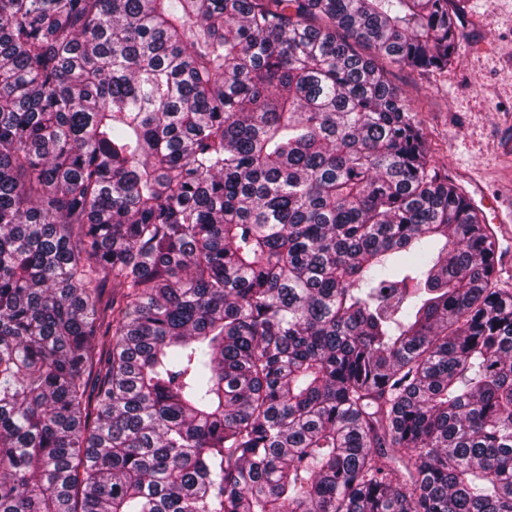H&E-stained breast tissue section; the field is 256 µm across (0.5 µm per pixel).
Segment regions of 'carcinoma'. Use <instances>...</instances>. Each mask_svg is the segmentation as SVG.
Segmentation results:
<instances>
[{"label":"carcinoma","mask_w":512,"mask_h":512,"mask_svg":"<svg viewBox=\"0 0 512 512\" xmlns=\"http://www.w3.org/2000/svg\"><path fill=\"white\" fill-rule=\"evenodd\" d=\"M463 2L0 0V512H512Z\"/></svg>","instance_id":"carcinoma-1"}]
</instances>
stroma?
I'll use <instances>...</instances> for the list:
<instances>
[{"instance_id":"stroma-1","label":"stroma","mask_w":512,"mask_h":512,"mask_svg":"<svg viewBox=\"0 0 512 512\" xmlns=\"http://www.w3.org/2000/svg\"><path fill=\"white\" fill-rule=\"evenodd\" d=\"M448 68L390 67L417 111L433 162L466 189L500 249L499 284L512 289V0H467Z\"/></svg>"}]
</instances>
